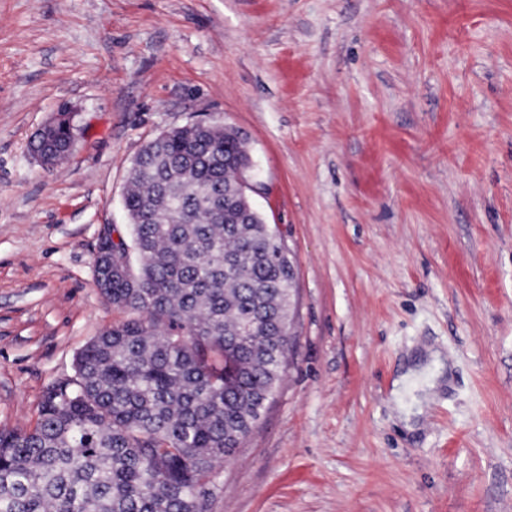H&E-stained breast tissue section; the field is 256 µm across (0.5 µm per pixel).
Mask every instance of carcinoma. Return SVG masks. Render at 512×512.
<instances>
[{
    "label": "carcinoma",
    "mask_w": 512,
    "mask_h": 512,
    "mask_svg": "<svg viewBox=\"0 0 512 512\" xmlns=\"http://www.w3.org/2000/svg\"><path fill=\"white\" fill-rule=\"evenodd\" d=\"M59 113L51 155L67 156ZM247 155L224 126L148 142L124 205L138 267L101 289L127 320L75 357L45 393L34 430H0V512H208L199 495L271 402L287 359L294 281L274 231L221 210Z\"/></svg>",
    "instance_id": "carcinoma-1"
}]
</instances>
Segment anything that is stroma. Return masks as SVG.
Returning <instances> with one entry per match:
<instances>
[{
	"instance_id": "1",
	"label": "stroma",
	"mask_w": 512,
	"mask_h": 512,
	"mask_svg": "<svg viewBox=\"0 0 512 512\" xmlns=\"http://www.w3.org/2000/svg\"><path fill=\"white\" fill-rule=\"evenodd\" d=\"M201 120L246 139L296 260L210 512H512V0H0V429L125 319L99 239L143 145ZM68 112H72L71 113V117H72L71 134H72V142H74V143H73L71 149L73 150V148H74L75 131L77 130L76 118L78 116V112H74L73 110H65V112H59V119H58V123H57L56 135L53 140V143L55 145H57V147H58V151L51 155L53 165H58L61 161H63L68 156V153H66L67 147L69 145V140H70L69 118L67 116Z\"/></svg>"
}]
</instances>
